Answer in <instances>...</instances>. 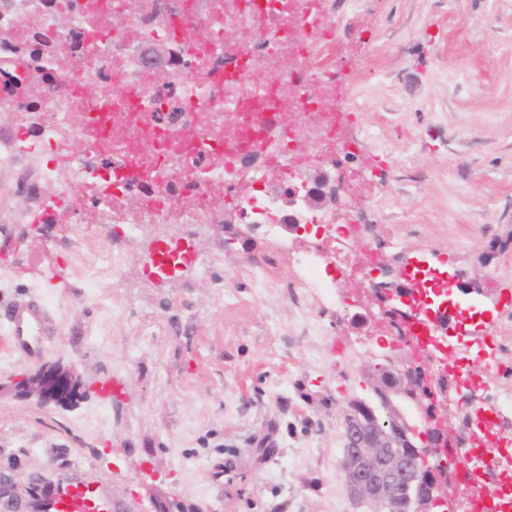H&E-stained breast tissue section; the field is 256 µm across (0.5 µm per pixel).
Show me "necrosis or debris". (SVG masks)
Instances as JSON below:
<instances>
[{
  "instance_id": "obj_1",
  "label": "necrosis or debris",
  "mask_w": 512,
  "mask_h": 512,
  "mask_svg": "<svg viewBox=\"0 0 512 512\" xmlns=\"http://www.w3.org/2000/svg\"><path fill=\"white\" fill-rule=\"evenodd\" d=\"M361 0H0V111L18 120L0 162L23 154L45 158L42 182L68 178L54 206L89 195L103 216L135 235L143 224H212L235 196L241 209L275 228L281 216L258 188L266 172L288 178L322 166L348 144L336 106L339 8ZM169 46L164 70L142 62L145 48ZM80 59L76 69L45 65L44 91L27 90L35 67L29 49ZM310 129L301 141V125ZM112 146L104 156L97 142ZM137 194L136 212L123 211ZM325 233L314 253H296V287L323 307L338 306L327 266L359 274L378 254L354 209L312 216ZM481 369L464 368L459 339L429 334L425 377L463 380L480 409L459 444L482 460L490 490L465 499L463 512H512V460L500 451V431L512 425V389L499 390L512 330L490 336Z\"/></svg>"
}]
</instances>
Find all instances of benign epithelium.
Listing matches in <instances>:
<instances>
[{
	"instance_id": "1",
	"label": "benign epithelium",
	"mask_w": 512,
	"mask_h": 512,
	"mask_svg": "<svg viewBox=\"0 0 512 512\" xmlns=\"http://www.w3.org/2000/svg\"><path fill=\"white\" fill-rule=\"evenodd\" d=\"M327 196H336L335 182L329 179L313 183L305 180L299 186L286 188L281 197L273 198L275 202L284 200L288 208L281 227L297 236L307 233L305 211L319 205ZM378 270L386 280L371 283V293L382 316L396 317L406 309L419 310L439 329H448L449 320L441 311L431 309L427 291L410 282L409 273H404V283L400 284L391 279L392 267L385 262H380ZM417 365V361L412 365L391 364L389 388L377 391V395L395 394L414 401L425 397L434 401L435 394L420 383ZM75 382L74 370L44 366L22 383L20 391L41 403H62L67 401ZM374 419V408L364 402L357 405L354 415L343 418L344 477L356 503L366 508V512H382L392 501L403 498L408 501L410 512H426L427 505L448 500V469L443 464L429 469L420 466L419 460L428 457L431 449L412 443L409 434L413 428L403 425L399 442L386 435L372 437L368 428Z\"/></svg>"
}]
</instances>
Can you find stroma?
I'll return each instance as SVG.
<instances>
[{"label":"stroma","instance_id":"obj_1","mask_svg":"<svg viewBox=\"0 0 512 512\" xmlns=\"http://www.w3.org/2000/svg\"><path fill=\"white\" fill-rule=\"evenodd\" d=\"M341 42L353 144L322 171L357 172L340 197L373 213L385 259L476 280L459 303L478 350L512 326V0H366ZM37 166L0 163V265L13 268L0 278V512L67 477L100 479L119 512H361L341 476L343 412L376 400L357 343H392L368 280L328 266L341 318L290 297L301 239L247 231L234 207L222 231L144 224L134 237L89 203L37 220L56 190L27 192ZM163 243L184 254L176 273L160 267ZM21 303L46 318L31 356L8 344ZM48 365L74 368L72 401L17 395Z\"/></svg>","mask_w":512,"mask_h":512}]
</instances>
